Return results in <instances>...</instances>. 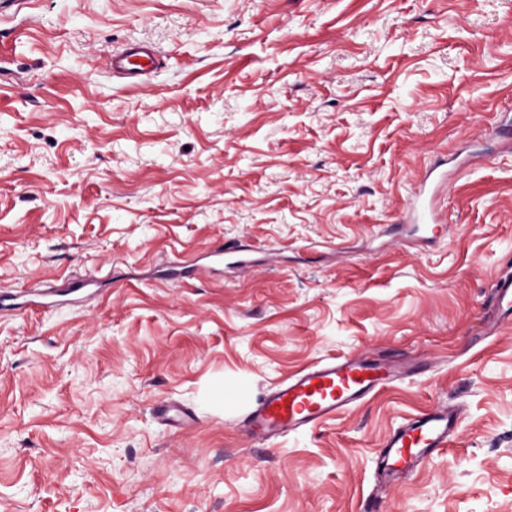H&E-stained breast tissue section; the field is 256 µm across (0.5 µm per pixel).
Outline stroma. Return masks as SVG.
<instances>
[{
  "instance_id": "35a3bbf8",
  "label": "stroma",
  "mask_w": 512,
  "mask_h": 512,
  "mask_svg": "<svg viewBox=\"0 0 512 512\" xmlns=\"http://www.w3.org/2000/svg\"><path fill=\"white\" fill-rule=\"evenodd\" d=\"M157 54L135 87L110 58ZM512 0H36L0 17V512H512ZM433 190L443 233L405 223ZM219 244L244 271L176 285ZM96 271L78 301L39 291ZM354 351L412 378L274 442L265 393ZM450 448L375 496L437 401ZM186 420L170 427L159 402ZM493 288V315L486 321L485 334L493 333L500 322L512 320V276L498 278ZM458 403L439 402L392 428L382 439L380 463L388 487L404 483L458 436L463 419Z\"/></svg>"
}]
</instances>
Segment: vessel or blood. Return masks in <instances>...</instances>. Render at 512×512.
<instances>
[{
  "mask_svg": "<svg viewBox=\"0 0 512 512\" xmlns=\"http://www.w3.org/2000/svg\"><path fill=\"white\" fill-rule=\"evenodd\" d=\"M112 71L137 81L156 66L155 53L130 45L112 55ZM410 218L430 222L435 214L425 189L412 194ZM493 314L485 324L493 333L500 322L512 320V276L497 279L492 298ZM415 363L396 354L373 357L363 352L313 364L288 377L268 392L250 412L247 433L274 441L314 427L336 414L355 408L381 389L408 378ZM463 419L460 404L440 402L392 428L382 439L380 463L387 486L404 483L458 436Z\"/></svg>",
  "mask_w": 512,
  "mask_h": 512,
  "instance_id": "obj_1",
  "label": "vessel or blood"
}]
</instances>
